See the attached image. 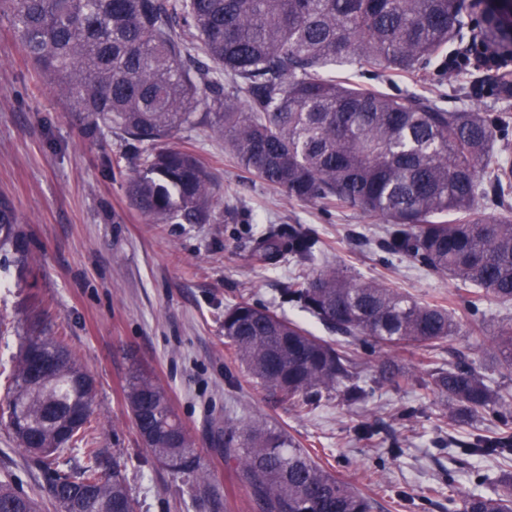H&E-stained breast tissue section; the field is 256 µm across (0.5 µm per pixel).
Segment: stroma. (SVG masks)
Returning <instances> with one entry per match:
<instances>
[{"mask_svg": "<svg viewBox=\"0 0 512 512\" xmlns=\"http://www.w3.org/2000/svg\"><path fill=\"white\" fill-rule=\"evenodd\" d=\"M178 144L211 172L220 206L211 224H153L134 208L126 182L141 160L121 131L92 130L71 111L28 60L7 20H0V199L14 208L29 253L24 270H10L0 288V363H9L39 313L64 337L94 377L93 417L98 445L127 462L140 512H197L180 478L154 461L126 405L123 387L132 363L165 385L216 490L229 494L230 512H256L215 443L225 421L263 420L316 449L336 475L371 495L373 512H448L451 496L492 494L491 477L512 475V461L468 456L442 440L494 430L486 418L454 425L434 395L383 387L364 402L325 401L305 416L277 403L236 372L224 338V308L257 301L317 335L325 328L308 313L281 303L279 288L307 274L294 262L256 265L253 236L270 224H305L324 243V257L360 279L383 280L427 301L455 294L454 281L427 273L407 259L384 260L380 224L355 210L323 211L283 199L250 178L206 126L180 132ZM481 333L450 337L447 345L484 363L493 383H504L490 349L499 325L512 321V303L491 302ZM373 424L372 439L358 424ZM402 453L388 454L391 443ZM36 492L43 472L17 446L0 420V479Z\"/></svg>", "mask_w": 512, "mask_h": 512, "instance_id": "1", "label": "stroma"}]
</instances>
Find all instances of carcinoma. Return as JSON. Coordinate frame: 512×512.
Here are the masks:
<instances>
[{"label": "carcinoma", "mask_w": 512, "mask_h": 512, "mask_svg": "<svg viewBox=\"0 0 512 512\" xmlns=\"http://www.w3.org/2000/svg\"><path fill=\"white\" fill-rule=\"evenodd\" d=\"M463 0H0V18L57 94L93 129L116 127L146 150L126 193L152 223L210 224L219 204L208 169L174 139L207 125L241 168L290 201L358 210L385 225L381 250L455 281L458 294L424 301L340 266H317L322 242L302 224H272L253 238L261 266L285 258L312 268L280 288L283 303L318 319L328 341L267 306L224 308L234 363L299 414L323 398L369 395L358 349L378 357L383 383L438 394L445 415L491 416L499 427L466 440L469 454L512 457V387L492 385L475 363L445 360L448 338L481 331L483 306L512 302V108L455 110L424 89L391 94L331 66L376 72L435 71L454 81L466 63L443 51L475 19ZM0 252L28 264L23 235L0 201ZM13 361L6 424L20 449L49 473L72 448L86 465L49 478L36 494L0 480V512H139L118 455L112 467L92 437L95 392L68 344L44 335L37 316ZM493 358L512 375V322L495 333ZM423 352L427 379L394 353ZM124 398L137 432L161 437L152 458L185 477L209 512L226 502L212 487L168 389L135 367ZM224 460L234 464L258 512H372L374 502L318 454L266 421L224 422ZM448 512H512V479L492 496L448 497Z\"/></svg>", "instance_id": "1"}]
</instances>
